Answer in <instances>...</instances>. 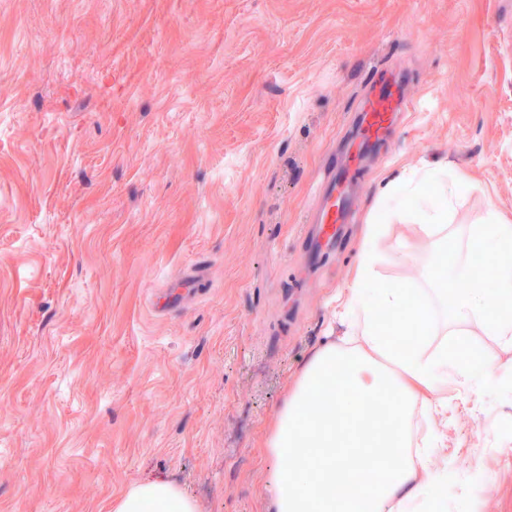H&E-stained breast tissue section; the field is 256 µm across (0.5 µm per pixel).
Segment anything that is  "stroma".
<instances>
[{
    "label": "stroma",
    "instance_id": "35a3bbf8",
    "mask_svg": "<svg viewBox=\"0 0 512 512\" xmlns=\"http://www.w3.org/2000/svg\"><path fill=\"white\" fill-rule=\"evenodd\" d=\"M379 71L410 73L408 107L312 264L323 163ZM416 169L468 176L453 228L512 217V0H0V512H112L161 480L266 512V432ZM425 242L388 221L380 281L432 268ZM442 396L447 512H512V386Z\"/></svg>",
    "mask_w": 512,
    "mask_h": 512
}]
</instances>
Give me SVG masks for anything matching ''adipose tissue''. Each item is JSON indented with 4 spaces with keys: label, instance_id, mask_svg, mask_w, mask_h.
<instances>
[{
    "label": "adipose tissue",
    "instance_id": "obj_1",
    "mask_svg": "<svg viewBox=\"0 0 512 512\" xmlns=\"http://www.w3.org/2000/svg\"><path fill=\"white\" fill-rule=\"evenodd\" d=\"M465 186L461 176L437 180L433 198L409 210L412 223L429 233L430 254L455 249L448 218ZM380 230L368 225L352 285L338 301L349 336L314 349L266 436V448L290 461L268 479L270 512H415L447 477L429 466L439 435L416 449L410 444L416 410L437 392L438 369L464 381H500L481 356L461 360L453 347L467 340L473 319L512 344V221L491 209L467 230L469 248L494 244L491 293L462 285L447 290L433 275L424 288L377 284L371 243ZM382 395L390 411L366 414L365 406ZM112 512L198 510L174 484L154 481L134 484L113 501Z\"/></svg>",
    "mask_w": 512,
    "mask_h": 512
}]
</instances>
